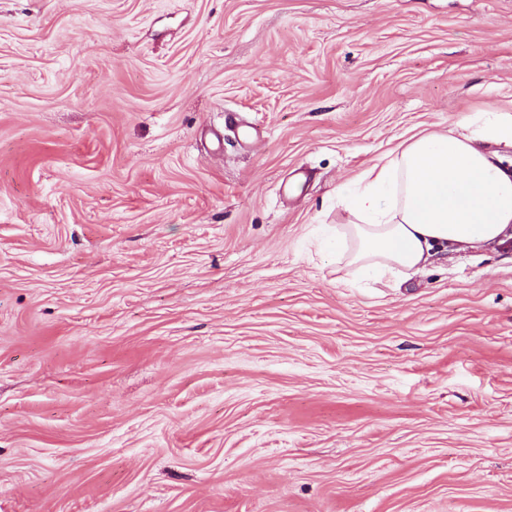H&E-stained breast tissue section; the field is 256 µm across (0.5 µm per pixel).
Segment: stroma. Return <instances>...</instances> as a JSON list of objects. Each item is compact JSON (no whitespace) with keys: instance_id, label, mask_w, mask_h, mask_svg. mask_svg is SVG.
<instances>
[{"instance_id":"stroma-1","label":"stroma","mask_w":512,"mask_h":512,"mask_svg":"<svg viewBox=\"0 0 512 512\" xmlns=\"http://www.w3.org/2000/svg\"><path fill=\"white\" fill-rule=\"evenodd\" d=\"M474 112L512 0H0V512H512V257L311 244Z\"/></svg>"}]
</instances>
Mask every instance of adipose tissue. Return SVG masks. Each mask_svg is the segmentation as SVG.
<instances>
[{"label":"adipose tissue","mask_w":512,"mask_h":512,"mask_svg":"<svg viewBox=\"0 0 512 512\" xmlns=\"http://www.w3.org/2000/svg\"><path fill=\"white\" fill-rule=\"evenodd\" d=\"M512 113L468 116L459 134L428 132L336 189L344 222L328 239L354 276L406 278L455 249L512 243Z\"/></svg>","instance_id":"obj_1"}]
</instances>
